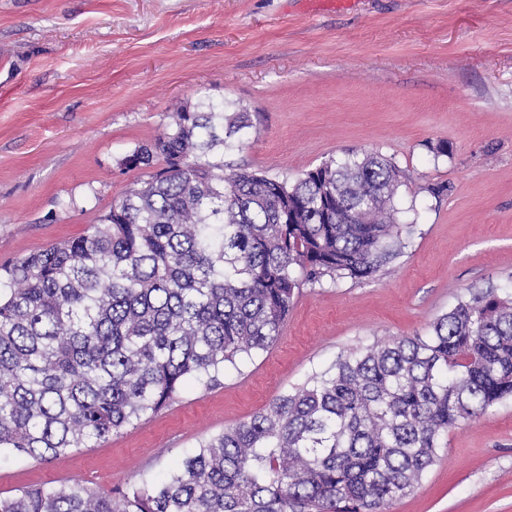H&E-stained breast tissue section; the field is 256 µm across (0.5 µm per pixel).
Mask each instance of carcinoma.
<instances>
[{
	"mask_svg": "<svg viewBox=\"0 0 512 512\" xmlns=\"http://www.w3.org/2000/svg\"><path fill=\"white\" fill-rule=\"evenodd\" d=\"M250 115L205 95L122 160L154 169L81 236L0 265V451L92 448L280 336L301 281L364 279L405 247L376 152L290 183L224 173ZM512 400V289L425 334L348 349L202 441L167 478L0 496V512H386L457 425Z\"/></svg>",
	"mask_w": 512,
	"mask_h": 512,
	"instance_id": "cac0c4a2",
	"label": "carcinoma"
}]
</instances>
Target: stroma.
Listing matches in <instances>:
<instances>
[{"mask_svg": "<svg viewBox=\"0 0 512 512\" xmlns=\"http://www.w3.org/2000/svg\"><path fill=\"white\" fill-rule=\"evenodd\" d=\"M202 94L251 114L230 168L292 182L391 159L407 247L371 278L302 283L277 342L223 385L92 448L0 457V494L163 478L342 350L512 285V0H0V264L82 235L148 178L123 158ZM388 512H512V401L450 431Z\"/></svg>", "mask_w": 512, "mask_h": 512, "instance_id": "35a3bbf8", "label": "stroma"}]
</instances>
